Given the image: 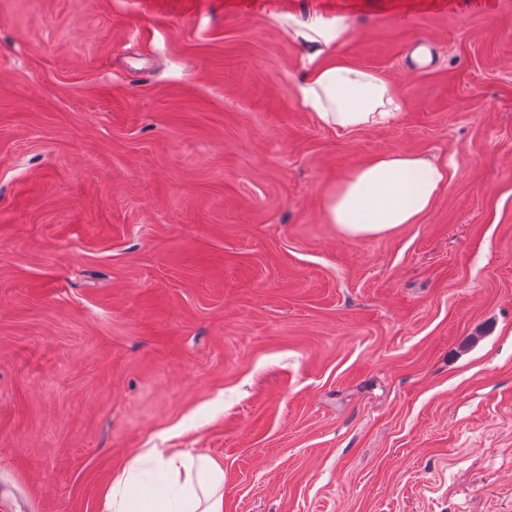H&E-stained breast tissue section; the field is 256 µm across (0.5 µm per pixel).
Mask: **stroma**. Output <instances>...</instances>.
<instances>
[{
	"mask_svg": "<svg viewBox=\"0 0 512 512\" xmlns=\"http://www.w3.org/2000/svg\"><path fill=\"white\" fill-rule=\"evenodd\" d=\"M394 88L322 126L279 21ZM448 163L419 223L324 198ZM147 448L224 512H512V0H0V512H101ZM449 182L437 158L386 152L348 171L324 200L325 221L349 237L387 234L416 224Z\"/></svg>",
	"mask_w": 512,
	"mask_h": 512,
	"instance_id": "1",
	"label": "stroma"
}]
</instances>
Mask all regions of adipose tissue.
<instances>
[{
    "instance_id": "ef3b65f1",
    "label": "adipose tissue",
    "mask_w": 512,
    "mask_h": 512,
    "mask_svg": "<svg viewBox=\"0 0 512 512\" xmlns=\"http://www.w3.org/2000/svg\"><path fill=\"white\" fill-rule=\"evenodd\" d=\"M285 30L305 51L295 100L321 124L356 129L395 117L399 105L390 83L335 53L351 36L346 18L292 19ZM448 182V165L437 158L382 153L348 171L327 193L325 221L349 237L387 234L418 223ZM143 457L153 464L156 484L146 487L138 463H131L105 492L102 512H224V470L208 455L149 448Z\"/></svg>"
}]
</instances>
